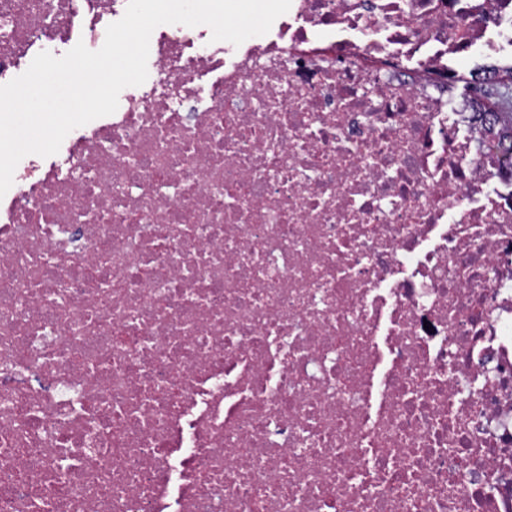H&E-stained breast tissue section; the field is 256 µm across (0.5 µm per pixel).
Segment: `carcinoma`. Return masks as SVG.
Listing matches in <instances>:
<instances>
[{"label": "carcinoma", "mask_w": 512, "mask_h": 512, "mask_svg": "<svg viewBox=\"0 0 512 512\" xmlns=\"http://www.w3.org/2000/svg\"><path fill=\"white\" fill-rule=\"evenodd\" d=\"M465 90L478 113L491 116L488 147L501 153V172L512 180V65L475 73Z\"/></svg>", "instance_id": "cac0c4a2"}]
</instances>
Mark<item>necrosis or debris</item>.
Here are the masks:
<instances>
[{"mask_svg":"<svg viewBox=\"0 0 512 512\" xmlns=\"http://www.w3.org/2000/svg\"><path fill=\"white\" fill-rule=\"evenodd\" d=\"M128 0H0V85ZM512 0H291L0 197V512H512V188L451 94Z\"/></svg>","mask_w":512,"mask_h":512,"instance_id":"4bbe7bcc","label":"necrosis or debris"}]
</instances>
